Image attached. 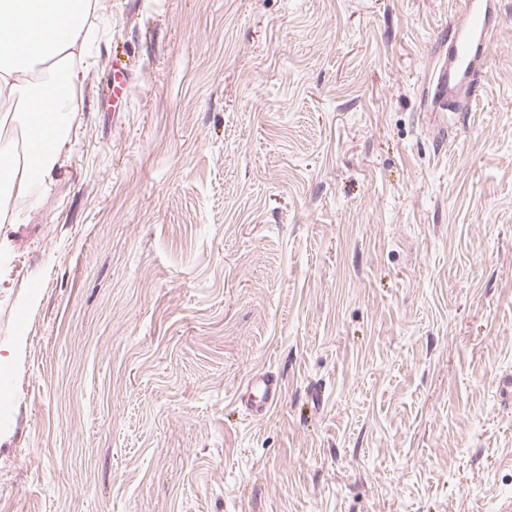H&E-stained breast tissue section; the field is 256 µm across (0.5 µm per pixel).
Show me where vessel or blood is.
<instances>
[{"label":"vessel or blood","instance_id":"obj_1","mask_svg":"<svg viewBox=\"0 0 512 512\" xmlns=\"http://www.w3.org/2000/svg\"><path fill=\"white\" fill-rule=\"evenodd\" d=\"M495 0H454L446 32L448 66L436 81L439 109L430 113L429 121L439 142L448 139V104L471 94L488 57L497 22ZM281 385L272 375L252 379L251 391L243 401L248 413L258 417L276 405Z\"/></svg>","mask_w":512,"mask_h":512}]
</instances>
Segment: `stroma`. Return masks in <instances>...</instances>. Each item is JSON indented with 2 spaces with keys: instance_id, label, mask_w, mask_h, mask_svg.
Returning a JSON list of instances; mask_svg holds the SVG:
<instances>
[{
  "instance_id": "obj_1",
  "label": "stroma",
  "mask_w": 512,
  "mask_h": 512,
  "mask_svg": "<svg viewBox=\"0 0 512 512\" xmlns=\"http://www.w3.org/2000/svg\"><path fill=\"white\" fill-rule=\"evenodd\" d=\"M450 7L96 0L63 165L0 224V512L512 497V0L440 146ZM250 384L252 392L244 396L241 403L250 415L262 416L278 402L281 396V384L269 373L252 379Z\"/></svg>"
}]
</instances>
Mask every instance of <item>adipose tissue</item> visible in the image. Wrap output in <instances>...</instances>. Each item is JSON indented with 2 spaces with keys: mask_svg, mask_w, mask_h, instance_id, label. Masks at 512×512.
I'll use <instances>...</instances> for the list:
<instances>
[{
  "mask_svg": "<svg viewBox=\"0 0 512 512\" xmlns=\"http://www.w3.org/2000/svg\"><path fill=\"white\" fill-rule=\"evenodd\" d=\"M94 10V0H0V224L19 223L10 201L37 206L57 175Z\"/></svg>",
  "mask_w": 512,
  "mask_h": 512,
  "instance_id": "adipose-tissue-1",
  "label": "adipose tissue"
}]
</instances>
